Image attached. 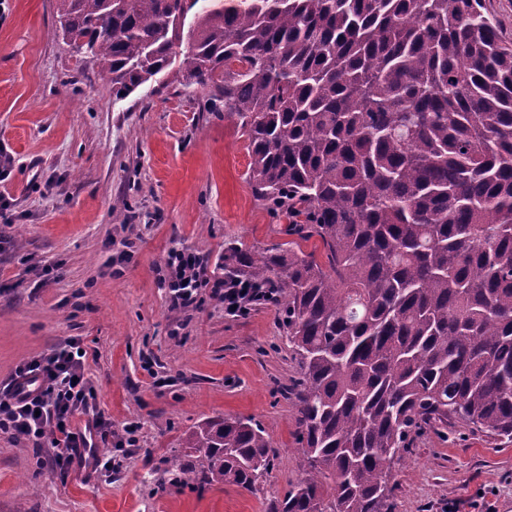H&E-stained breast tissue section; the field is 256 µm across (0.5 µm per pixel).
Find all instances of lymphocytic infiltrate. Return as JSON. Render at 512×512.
<instances>
[{
  "instance_id": "f902f5d3",
  "label": "lymphocytic infiltrate",
  "mask_w": 512,
  "mask_h": 512,
  "mask_svg": "<svg viewBox=\"0 0 512 512\" xmlns=\"http://www.w3.org/2000/svg\"><path fill=\"white\" fill-rule=\"evenodd\" d=\"M167 281L174 306L196 304L201 289H210L230 316L247 314L255 305L273 301V293L254 287L249 280L227 282L208 277L194 253L171 252ZM94 393L85 375L80 347L67 343L40 358L22 364L11 383L0 391V434L21 437L33 447L52 446L51 464L57 469L111 468L112 460L95 450V437H112L117 448L136 443L132 433L111 436L108 423L95 418L91 429L81 430L73 423L76 412H89Z\"/></svg>"
}]
</instances>
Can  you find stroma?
I'll return each mask as SVG.
<instances>
[{"label": "stroma", "mask_w": 512, "mask_h": 512, "mask_svg": "<svg viewBox=\"0 0 512 512\" xmlns=\"http://www.w3.org/2000/svg\"><path fill=\"white\" fill-rule=\"evenodd\" d=\"M54 29L55 0H0V387L77 341L98 410L138 443L106 478L0 435V512H269L303 476L281 305L229 316L205 288L176 308L162 277L174 250L214 277L228 245L287 248L288 218L254 194L240 121L208 89L173 76L113 100ZM224 415L277 450L258 491L156 490L183 433ZM392 474L396 512H512V440L461 423L424 431Z\"/></svg>", "instance_id": "1"}]
</instances>
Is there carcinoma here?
Listing matches in <instances>:
<instances>
[{"label":"carcinoma","instance_id":"cac0c4a2","mask_svg":"<svg viewBox=\"0 0 512 512\" xmlns=\"http://www.w3.org/2000/svg\"><path fill=\"white\" fill-rule=\"evenodd\" d=\"M121 100L170 73L242 120L256 196L328 265L226 248L282 293L303 477L272 512H394V461L459 420L512 439V47L482 0H56ZM173 484L249 492L277 451L209 418Z\"/></svg>","mask_w":512,"mask_h":512}]
</instances>
